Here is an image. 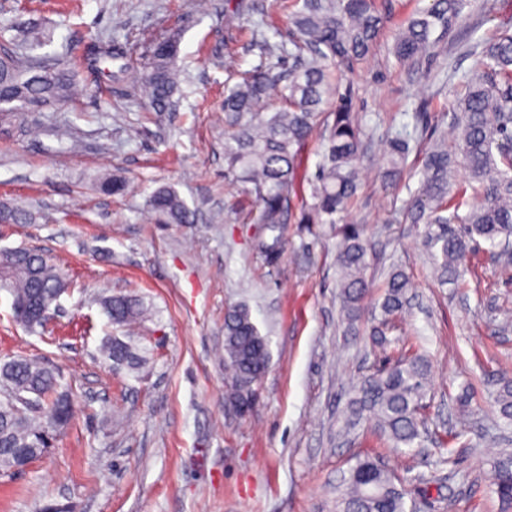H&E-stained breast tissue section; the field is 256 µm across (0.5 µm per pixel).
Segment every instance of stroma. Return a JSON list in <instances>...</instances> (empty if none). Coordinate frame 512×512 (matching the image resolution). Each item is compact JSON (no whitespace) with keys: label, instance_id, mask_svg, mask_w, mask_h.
Masks as SVG:
<instances>
[{"label":"stroma","instance_id":"1","mask_svg":"<svg viewBox=\"0 0 512 512\" xmlns=\"http://www.w3.org/2000/svg\"><path fill=\"white\" fill-rule=\"evenodd\" d=\"M428 0H376L377 45L346 80L369 132L362 179L349 215L369 244L367 307L391 268L405 271L414 296L395 317L388 345H373L370 322L346 335L336 286V239L288 226V244L269 264L253 248L252 197L224 177L225 85L265 60L250 29L224 23L225 0H0V43L34 50L74 74L81 96L31 113L34 139L0 135V205L27 216L0 224V250L38 249L71 286L47 330L12 317L0 290V363L39 358L73 393L74 417L52 447L22 471L0 472V512H333L336 484L359 457L379 456L403 478L416 512H497L487 443L512 451V426L496 403L512 378V269L485 249L469 252L464 281L438 285L414 225L399 210L419 186L422 161L409 155L396 186L386 185L390 131L423 138L448 127L449 89L474 70L471 48L512 22V0H470L446 58L412 70L392 53L398 33ZM139 38L128 83L153 40L179 35L176 106L146 111L114 101L103 76L87 69L96 40ZM106 176L123 194L94 189ZM172 187L195 210L194 224H169L149 197ZM126 295L146 315L130 334L146 364L112 369L100 347L120 335L99 300ZM244 304L269 342V367L248 414L226 401L224 315ZM430 365L423 414L428 430L454 428L457 397L469 390L466 448L437 465L436 445L401 451L369 423L344 438L348 390L394 362L399 344ZM424 483H417V476Z\"/></svg>","mask_w":512,"mask_h":512}]
</instances>
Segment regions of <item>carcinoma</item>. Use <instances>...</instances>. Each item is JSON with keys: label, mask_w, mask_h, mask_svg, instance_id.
I'll use <instances>...</instances> for the list:
<instances>
[{"label": "carcinoma", "mask_w": 512, "mask_h": 512, "mask_svg": "<svg viewBox=\"0 0 512 512\" xmlns=\"http://www.w3.org/2000/svg\"><path fill=\"white\" fill-rule=\"evenodd\" d=\"M467 0H429L398 34L393 53L403 64L416 66L435 58L460 19ZM289 12L290 46H271L259 29L255 45L271 58L244 74L224 93V163L227 172L248 186L255 206L248 220L257 227L254 249L269 263L286 246L294 218L292 196L299 158L305 144L319 135L321 158L307 176L313 203L300 213V224H327L336 236L337 288L347 328L355 329L364 313L369 288L367 245L360 224L346 220L359 186V161L367 124L354 111L351 87L342 85L347 72L375 47L382 18L375 0H294ZM132 37L125 42H97L86 55L87 67L101 72L105 61L116 63L109 74L110 93L120 99L132 94L120 87L129 69ZM476 70L461 77L448 106L449 131L435 140L397 134L388 139L385 179L394 182L410 153L423 155L419 187L403 210L407 224L424 225L423 242L431 253L435 278L442 284L463 277L462 261L484 241L487 252L505 269L512 266V32L504 29L493 40L479 43ZM178 34L156 40L142 64L137 95L154 112H169L179 90L176 60ZM78 89L70 72L38 63L0 46V115L8 124L0 135L32 130L27 114L74 98ZM332 108H326L329 98ZM463 170L465 181H457ZM120 179L106 177L96 190L107 195L124 191ZM151 205L173 224H192L195 214L170 187L154 192ZM0 288L13 297L17 322L30 330L44 319L29 317L32 305L45 314L57 307L68 288L62 271L47 254L29 248L0 251ZM409 278L391 270L386 278L378 325L384 336L392 318L408 303ZM101 305L111 323L132 326L144 307L131 297H105ZM115 367L136 368L145 359L138 347L118 336L102 344ZM270 362L266 337L249 309L238 305L224 317V363L234 385L229 402L247 413L257 385ZM429 364L408 348L392 365L361 378L348 392L349 431L362 419L387 438L393 448H415L426 434L421 417ZM0 470L14 469V451L27 448L42 455L46 440L72 418L71 397L63 375L43 362L12 358L0 364ZM500 415L512 422V380L497 395ZM491 479L504 512L512 509V453L491 461ZM403 481L377 457H364L349 468L336 487V512H406Z\"/></svg>", "instance_id": "1"}]
</instances>
